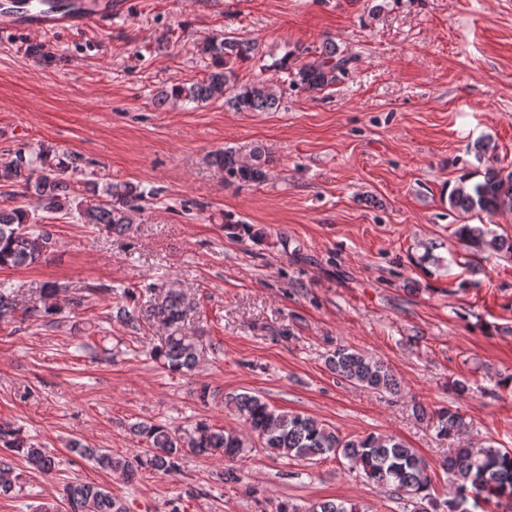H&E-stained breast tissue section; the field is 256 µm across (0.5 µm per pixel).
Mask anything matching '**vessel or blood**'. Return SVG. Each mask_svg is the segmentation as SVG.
<instances>
[{"label":"vessel or blood","instance_id":"b4317fda","mask_svg":"<svg viewBox=\"0 0 512 512\" xmlns=\"http://www.w3.org/2000/svg\"><path fill=\"white\" fill-rule=\"evenodd\" d=\"M113 0H68L67 7L53 8L33 4L32 0H5L0 6V33L25 30L35 33L56 32L111 24Z\"/></svg>","mask_w":512,"mask_h":512}]
</instances>
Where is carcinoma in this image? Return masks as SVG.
I'll use <instances>...</instances> for the list:
<instances>
[{
  "mask_svg": "<svg viewBox=\"0 0 512 512\" xmlns=\"http://www.w3.org/2000/svg\"><path fill=\"white\" fill-rule=\"evenodd\" d=\"M256 54V46L247 39L215 36L197 46L204 64L203 77L171 83L156 95V105L222 102L237 112H274L281 98L279 85L268 78H256L241 84L235 78V65ZM293 53L285 54L281 68L290 70L292 84L310 92L322 91L343 81L349 73V58L336 44L326 42L311 59L288 68ZM272 153L261 146L253 148L250 160L241 159L233 150L218 149L209 164L224 173L231 183H261L267 175ZM73 158L53 147L21 145L10 151V159L0 165V183L9 187L12 198L32 201L42 215L24 206L0 207V268L29 267L54 252L57 239L44 221L59 213L75 215L82 224H92L109 233L121 234L134 222L141 210L145 191L140 185L126 182L99 185L75 178ZM474 174L459 180L448 194V207L462 215L473 212L496 213L512 210V170L488 165L482 180L471 182ZM455 237L468 253L473 265L491 254H512V238L490 232L480 224H460ZM69 292V301L80 306L93 298L113 292L110 285L87 283L77 288L46 282L22 317H37L42 325L55 324L53 316L62 313L59 297ZM125 302L111 307L106 320L117 319L132 335L144 331L143 316L137 310L136 293L124 291ZM18 310L14 288L0 285V320L12 319ZM191 310V302L179 288H166L155 300L149 319L167 329L164 343L152 349L155 360L171 372L190 375L198 367L200 350L195 337L182 332V323ZM331 372L356 385L380 392L395 393L400 382L384 362L353 349L339 346L328 358ZM224 407L236 413L247 428H214L199 421L190 429H171L153 422H136L130 432L145 448L133 457L115 456L107 448H88L73 441L72 450L100 469L133 480L139 470L150 469L161 475L180 472L188 455L215 457L228 463L245 457L254 448H262L289 460L305 461L317 456H334L347 460L364 478L393 493L407 495L419 504L415 512L428 508L442 512H474L480 503L512 499V449L492 444L469 442L453 449L443 461L448 473V498L438 502L432 495L429 464L415 449L407 447L393 435L344 438L322 421L272 407L263 399L247 393H227ZM416 415L433 423L441 437H453L467 427L457 410L442 408L427 413L415 406ZM48 476L55 473L59 461L49 451L24 437L8 421L0 422V497H11L16 484L11 479L16 461ZM69 512H128L126 504L112 496L109 488L79 481L63 487ZM305 512H358L356 505L342 500L311 503Z\"/></svg>",
  "mask_w": 512,
  "mask_h": 512,
  "instance_id": "cac0c4a2",
  "label": "carcinoma"
}]
</instances>
